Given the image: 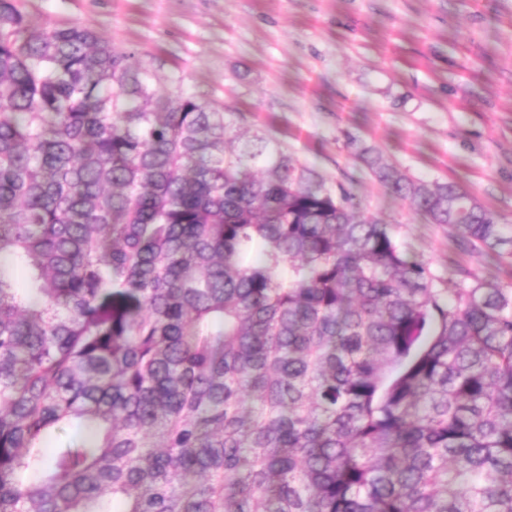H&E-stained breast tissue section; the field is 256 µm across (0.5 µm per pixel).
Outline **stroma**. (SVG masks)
<instances>
[{"mask_svg": "<svg viewBox=\"0 0 512 512\" xmlns=\"http://www.w3.org/2000/svg\"><path fill=\"white\" fill-rule=\"evenodd\" d=\"M131 53L160 92L190 88L261 128L329 187L351 188L440 275L457 261L512 283V263L455 248L356 158L450 182L512 224V0H23Z\"/></svg>", "mask_w": 512, "mask_h": 512, "instance_id": "obj_1", "label": "stroma"}]
</instances>
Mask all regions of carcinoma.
Listing matches in <instances>:
<instances>
[{
    "mask_svg": "<svg viewBox=\"0 0 512 512\" xmlns=\"http://www.w3.org/2000/svg\"><path fill=\"white\" fill-rule=\"evenodd\" d=\"M0 0V512H512V286ZM359 157L477 254L452 184ZM92 433L53 448L65 428Z\"/></svg>",
    "mask_w": 512,
    "mask_h": 512,
    "instance_id": "1",
    "label": "carcinoma"
}]
</instances>
